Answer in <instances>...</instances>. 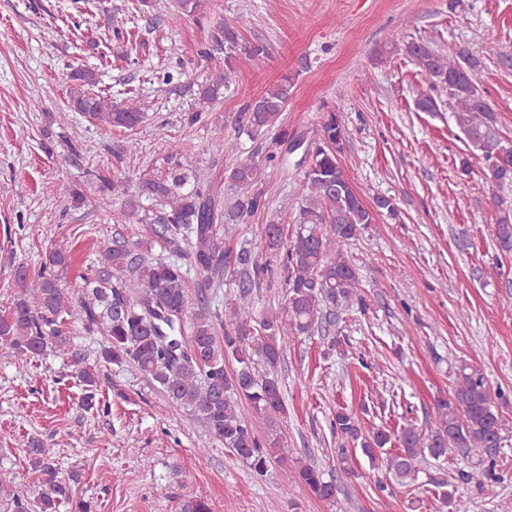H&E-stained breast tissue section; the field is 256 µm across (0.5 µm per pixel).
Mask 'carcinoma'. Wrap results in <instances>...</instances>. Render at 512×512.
I'll return each instance as SVG.
<instances>
[{
  "mask_svg": "<svg viewBox=\"0 0 512 512\" xmlns=\"http://www.w3.org/2000/svg\"><path fill=\"white\" fill-rule=\"evenodd\" d=\"M241 16L213 23L202 56L224 57V67L210 74L198 89L203 104L224 97L235 73L239 55L259 61L262 45L243 43ZM406 52L431 80V87L448 91V105L469 151L484 159L483 176L490 183L512 185V149L498 132V118L477 92L475 72L484 59L496 58L504 67L512 57L486 46L476 55L453 45L443 54L421 42L406 44ZM79 84L70 92L67 109L80 112L108 128L134 129L144 119L138 100L121 106L90 89L95 75L80 70ZM294 84L287 78L266 88L248 102L242 112L236 137L225 140L229 154L239 151L237 138H254L275 126L288 106ZM345 139L340 116L334 109L323 112L314 153L303 166L307 194L295 217L296 235L287 240L284 225H264L262 251L281 257L285 274L283 303L259 315L253 313L256 288L265 280L269 266L260 253L242 245L236 251L224 248V224L242 223L265 206L262 192L254 190L261 175L260 161L251 155L225 173L230 198L219 199L209 190L188 185L178 156L189 149L182 143L172 150V171L141 180L135 191L125 181L103 180L98 204L108 207L125 199L130 215L145 212L150 240L133 241L116 232L106 244L93 273L84 279L78 302L85 329H99L107 336L101 351L103 362L131 365L162 392L176 409L201 424L208 439L232 451L255 473L267 472L268 463L288 462L283 438L266 440L255 434L239 412L245 402L253 412L278 428L287 412L278 366L288 334L312 336L322 330L331 315L356 309L365 313L368 303L344 246L358 239L376 212L362 200L339 163ZM149 207H144V204ZM494 237L498 250L512 254V206L498 202ZM172 252L189 245L186 261L153 254L152 243ZM66 264L62 249L46 254L40 271L24 265L16 271L17 292L7 314L0 316V346L11 350L18 366L42 355L47 347L63 349L70 344L68 317L72 298L60 283L55 269ZM231 270L233 292L225 296L224 313L210 311L205 296L198 295L197 310H191L189 281L207 288L223 285ZM77 377L87 386L97 384V369L74 358ZM501 390L494 389L482 370L462 364L456 371L452 393L436 401L434 426L429 433L410 424L395 435L376 429L362 433L359 416L346 407L336 408L334 433L340 438L336 459L339 470L355 473V457L346 443L360 444L362 454L374 462L386 454L387 469L396 481L415 479L419 459H445L461 450L478 461L493 458L502 442L503 423L499 404ZM397 446L394 453L385 448ZM33 469L40 476L41 492L31 501L15 495L10 512H58L61 501L70 499L48 449L34 444L27 449ZM295 479L317 498L330 500L336 483L324 479L313 464L296 468Z\"/></svg>",
  "mask_w": 512,
  "mask_h": 512,
  "instance_id": "cac0c4a2",
  "label": "carcinoma"
}]
</instances>
